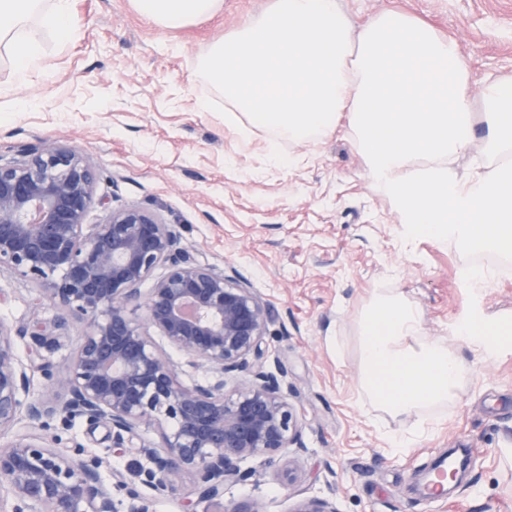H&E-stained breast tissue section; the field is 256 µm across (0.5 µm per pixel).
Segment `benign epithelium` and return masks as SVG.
Segmentation results:
<instances>
[{"label":"benign epithelium","instance_id":"obj_1","mask_svg":"<svg viewBox=\"0 0 512 512\" xmlns=\"http://www.w3.org/2000/svg\"><path fill=\"white\" fill-rule=\"evenodd\" d=\"M98 174L77 149L44 144L0 161V270L38 286L37 301L56 310L54 326L84 321L65 372L46 394L30 397V378L15 349L23 336L0 323V484L9 512H153L152 501L126 489L116 499L97 467L39 433L45 419L84 417L112 429L123 448L143 425L160 429L161 443L141 445L150 466L142 484L163 494L186 474L187 506L218 500L247 480L250 460L264 463L287 448H305L288 384L266 366L264 336L272 311L218 265L202 264L176 227L137 205L105 209L88 223ZM164 273L151 288L144 282ZM132 306L144 320L131 318ZM203 372L189 385L169 350ZM290 512H336L317 495Z\"/></svg>","mask_w":512,"mask_h":512}]
</instances>
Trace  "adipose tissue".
Masks as SVG:
<instances>
[{
  "label": "adipose tissue",
  "instance_id": "ef3b65f1",
  "mask_svg": "<svg viewBox=\"0 0 512 512\" xmlns=\"http://www.w3.org/2000/svg\"><path fill=\"white\" fill-rule=\"evenodd\" d=\"M134 5L157 25L178 27L213 15L224 0ZM45 32L75 37L70 0H0V49L17 81L39 61ZM198 68L224 95L225 127L266 134L271 165L293 162L281 143L327 135L345 119L405 237L512 250V81L486 82L474 98L455 42L426 23L389 10L357 25L339 0H271ZM477 142L483 163L459 170ZM455 333L487 357L512 348V336L479 316ZM363 363L364 388L394 414L447 401L464 374L456 354L422 336L415 308L380 292L365 315Z\"/></svg>",
  "mask_w": 512,
  "mask_h": 512
}]
</instances>
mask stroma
Listing matches in <instances>:
<instances>
[{
	"label": "stroma",
	"instance_id": "obj_1",
	"mask_svg": "<svg viewBox=\"0 0 512 512\" xmlns=\"http://www.w3.org/2000/svg\"><path fill=\"white\" fill-rule=\"evenodd\" d=\"M269 0H224L211 18L162 28L132 0H71L76 37H45L46 54L26 83L0 62V156L58 142L81 150L98 172L97 194L118 209L138 205L176 225L203 263L218 264L269 304L267 366L283 372L301 416L304 449L257 468L223 501H261L290 512L301 494L335 499L338 512H512V351L483 358L453 334L479 306L491 322L512 323V278L471 303L461 286L468 251L455 242L402 238L399 212L370 178L346 125L330 136L284 144L293 165L274 168L266 136L243 140L224 127V98L198 60L225 34L257 17ZM353 22L396 10L453 38L469 65L471 91L487 78H512V0H341ZM215 100L211 112L197 100ZM403 295L421 314L422 334L446 344L466 375L457 395L433 408L385 412L360 380V323L374 289ZM36 287L0 271V322L22 330L19 359L30 394L69 363L84 326L31 356L30 332L51 329L55 310L37 305ZM52 446L95 463L104 482L122 473L151 498L154 512H183L189 481L164 495L140 486L141 427L127 448L101 424L51 421ZM410 445L396 451L392 439ZM448 448L468 449L472 465L452 496L430 499L416 474Z\"/></svg>",
	"mask_w": 512,
	"mask_h": 512
}]
</instances>
